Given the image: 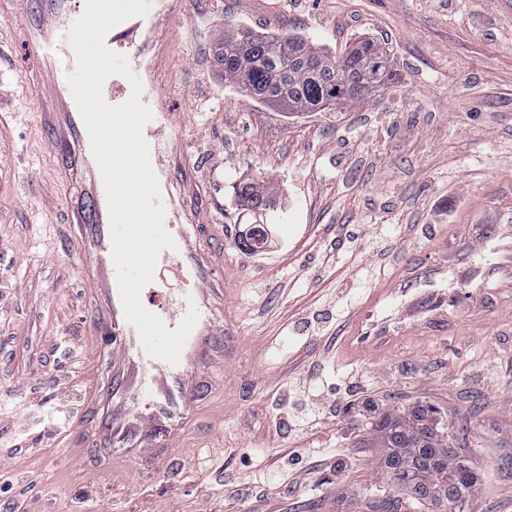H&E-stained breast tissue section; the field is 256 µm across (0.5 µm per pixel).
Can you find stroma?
I'll return each mask as SVG.
<instances>
[{"instance_id": "stroma-1", "label": "stroma", "mask_w": 512, "mask_h": 512, "mask_svg": "<svg viewBox=\"0 0 512 512\" xmlns=\"http://www.w3.org/2000/svg\"><path fill=\"white\" fill-rule=\"evenodd\" d=\"M0 0V512H369L379 478L372 421L423 403L456 430L481 481L471 512H512V295L490 277L465 305L455 268L384 350L342 348L374 290L411 264L453 254L465 225L512 221V0H152L172 6L157 33L152 84L182 123L181 215L210 225L229 294L224 349L185 439L158 457L99 449L84 414L111 388L106 330L79 272L69 215L80 181L26 95V46L40 14ZM300 34L330 55L384 42L394 78L367 103L295 114L252 100L214 63L239 28ZM273 187L261 213L241 182ZM264 227L263 252L242 249ZM359 234L345 239L347 230ZM330 384L314 425L289 417L296 383ZM72 402L66 427L48 423Z\"/></svg>"}]
</instances>
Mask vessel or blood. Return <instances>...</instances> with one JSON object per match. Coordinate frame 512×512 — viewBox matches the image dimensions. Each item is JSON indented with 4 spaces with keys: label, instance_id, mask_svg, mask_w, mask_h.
Listing matches in <instances>:
<instances>
[{
    "label": "vessel or blood",
    "instance_id": "1",
    "mask_svg": "<svg viewBox=\"0 0 512 512\" xmlns=\"http://www.w3.org/2000/svg\"><path fill=\"white\" fill-rule=\"evenodd\" d=\"M84 11L79 0H43L42 27L28 42L31 56L40 63L39 76L50 84L52 110L43 112L42 122L51 127L56 142H76L78 156L87 182V198L83 211L75 213L86 243L87 283L105 316L104 328L111 331L113 388L112 410L101 415L96 426L101 437L115 443H129L139 448H175L181 440L185 421L193 402L204 392L207 381L204 365L212 351L224 346V326L215 320L213 302L224 294V268L209 259L200 249L194 234L184 225L166 222L165 227L175 241L174 248L163 249L158 263L174 264L183 271L187 282L178 300L163 304L143 299V306L157 315L168 329H176L189 305H196L199 319L190 333L177 364L152 357L144 350L139 334L124 316L116 270L112 261V241L104 184L93 157L90 139L70 91L59 84L54 56L69 48L68 31ZM144 21L129 18L112 28L106 36L108 47L136 36ZM143 104L152 112L143 128L150 146V160L160 184H167L172 168L170 142L179 126L174 113L165 111L150 92H143ZM460 258L464 263L459 281V300H467L471 287L486 276H500L512 286V228L494 224L479 233L476 240L462 243ZM441 273L440 266L408 268L398 287L376 291L371 306H392L399 298ZM437 294H429L422 305L402 307L393 322L420 313L439 312ZM390 322V323H393ZM390 323L366 322L357 317L355 328L345 341L349 354L374 352L388 339Z\"/></svg>",
    "mask_w": 512,
    "mask_h": 512
}]
</instances>
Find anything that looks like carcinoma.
<instances>
[{
	"label": "carcinoma",
	"instance_id": "carcinoma-1",
	"mask_svg": "<svg viewBox=\"0 0 512 512\" xmlns=\"http://www.w3.org/2000/svg\"><path fill=\"white\" fill-rule=\"evenodd\" d=\"M214 58L224 81L247 96L290 111H331L360 103L391 79L388 48L373 38L360 40L345 55L331 58L317 43L294 34L241 30L224 36ZM239 203L263 210L270 191L255 183L235 187ZM424 404L384 412L375 421L381 451L377 467L384 483L427 512H460L479 485L468 460L448 452V427Z\"/></svg>",
	"mask_w": 512,
	"mask_h": 512
}]
</instances>
